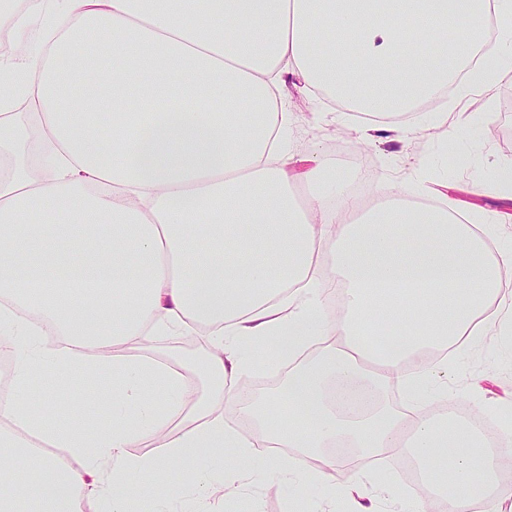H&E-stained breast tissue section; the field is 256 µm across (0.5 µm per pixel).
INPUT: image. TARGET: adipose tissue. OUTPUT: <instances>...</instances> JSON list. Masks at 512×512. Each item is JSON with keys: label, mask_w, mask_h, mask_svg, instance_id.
Returning a JSON list of instances; mask_svg holds the SVG:
<instances>
[{"label": "adipose tissue", "mask_w": 512, "mask_h": 512, "mask_svg": "<svg viewBox=\"0 0 512 512\" xmlns=\"http://www.w3.org/2000/svg\"><path fill=\"white\" fill-rule=\"evenodd\" d=\"M329 26L336 43L318 48ZM12 39L0 56V354L13 388L0 401V512L85 500L131 512L140 483L199 454L227 500L275 466L300 473L292 496L322 486L328 506L375 512L355 458L384 454L421 466L406 491L385 484L407 512H427L432 493L442 512L512 499L477 432L437 417L454 393L432 385L490 331L512 330V250L489 254L452 199L416 206L421 177L370 208L318 159L298 202L278 94L293 71L360 112L493 97L512 76V0H35ZM334 287L337 316L323 301ZM200 327L202 397L180 370L118 352ZM269 336L281 358L327 347L293 368L274 409L229 419L227 382L267 363ZM38 372L67 376L87 405L100 401L89 382L112 379L111 421L89 439L47 414L27 393ZM389 383L399 407L379 398Z\"/></svg>", "instance_id": "adipose-tissue-1"}]
</instances>
